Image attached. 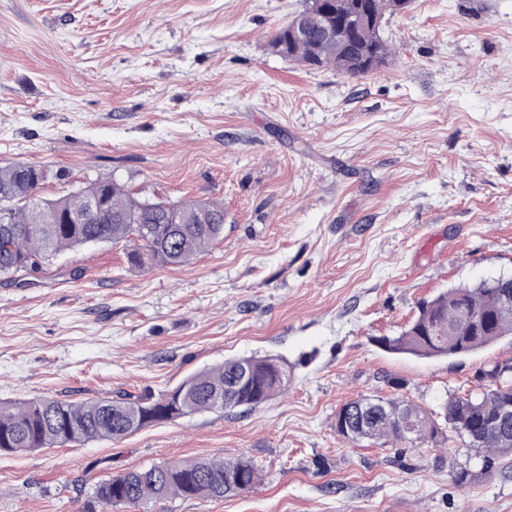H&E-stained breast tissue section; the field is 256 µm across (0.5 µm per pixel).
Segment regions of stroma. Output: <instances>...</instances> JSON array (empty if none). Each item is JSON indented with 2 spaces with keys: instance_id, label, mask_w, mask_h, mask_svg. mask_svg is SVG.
I'll list each match as a JSON object with an SVG mask.
<instances>
[{
  "instance_id": "35a3bbf8",
  "label": "stroma",
  "mask_w": 512,
  "mask_h": 512,
  "mask_svg": "<svg viewBox=\"0 0 512 512\" xmlns=\"http://www.w3.org/2000/svg\"><path fill=\"white\" fill-rule=\"evenodd\" d=\"M307 0H0V165L41 196L116 177L140 200L211 198L224 237L183 267L125 244L0 277V402L154 394L277 355L287 390L118 441L0 454V512H84L100 480L242 455L254 489L151 512H512V457L459 487V446L354 444L361 395L429 409L487 387L512 340L456 360L380 348L418 303L512 275V0H411L386 63L351 79L272 51Z\"/></svg>"
}]
</instances>
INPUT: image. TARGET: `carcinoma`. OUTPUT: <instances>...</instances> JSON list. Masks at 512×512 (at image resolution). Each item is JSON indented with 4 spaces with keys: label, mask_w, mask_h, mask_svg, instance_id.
<instances>
[{
    "label": "carcinoma",
    "mask_w": 512,
    "mask_h": 512,
    "mask_svg": "<svg viewBox=\"0 0 512 512\" xmlns=\"http://www.w3.org/2000/svg\"><path fill=\"white\" fill-rule=\"evenodd\" d=\"M379 17L403 10L400 0H370ZM281 55L316 68L360 77L336 50V42L314 32L288 44V27L278 28L271 40ZM349 54L384 64L391 46L381 29L354 32ZM45 174L17 162L0 166V275L36 272L50 256L86 244L135 242L129 260L185 266L224 236V204L211 199H186L177 209L186 215L171 223L170 210L154 209L132 197L114 178L90 181L79 192L56 199L36 195ZM104 200V214L94 222L62 224L80 217L86 202ZM512 336V276L459 284L422 301L412 322L397 336L379 344L394 353L418 358H452L469 354ZM491 385L474 396L452 395L437 410L403 397L363 396L341 406L336 433L352 443L394 441L420 447L458 438L464 461L450 466L459 486L497 470L512 455V360L486 371ZM288 365L278 357L229 358L194 372L175 387L157 395L122 394L74 402L54 397L11 405L0 404V454L41 448L81 445L93 440H120L152 424L212 410H252L288 387ZM254 464L243 456L173 461L117 473L100 481L92 502L112 512L122 506L150 512V505L169 496L216 500L244 494L258 482Z\"/></svg>",
    "instance_id": "carcinoma-1"
}]
</instances>
